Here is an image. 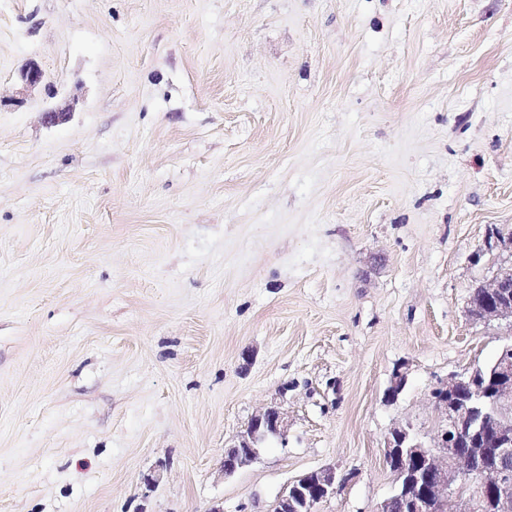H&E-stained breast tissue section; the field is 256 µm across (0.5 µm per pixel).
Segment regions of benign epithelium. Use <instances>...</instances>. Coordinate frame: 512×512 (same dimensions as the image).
Masks as SVG:
<instances>
[{
	"mask_svg": "<svg viewBox=\"0 0 512 512\" xmlns=\"http://www.w3.org/2000/svg\"><path fill=\"white\" fill-rule=\"evenodd\" d=\"M30 88L45 84L32 62L21 71ZM468 313L478 320L512 319V265L471 294ZM481 370L450 374L432 390L445 425L431 447L410 424L391 430L384 460L395 476L393 493L377 512H394L402 499L409 512H512V343L499 350L491 368L492 386L480 385ZM288 422L277 406L254 415L236 443L224 449L222 471L230 476L257 458L269 436L285 439ZM336 469L307 473L277 498L270 512H319L336 490Z\"/></svg>",
	"mask_w": 512,
	"mask_h": 512,
	"instance_id": "1",
	"label": "benign epithelium"
}]
</instances>
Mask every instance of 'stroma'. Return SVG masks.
Masks as SVG:
<instances>
[{
	"mask_svg": "<svg viewBox=\"0 0 512 512\" xmlns=\"http://www.w3.org/2000/svg\"><path fill=\"white\" fill-rule=\"evenodd\" d=\"M511 239L512 0H0V512H377ZM288 422L277 406H268L254 415L246 430L239 435L236 443L224 449L222 471L230 476L238 469L252 463L257 458V448L269 436L285 439ZM336 480L332 467L307 473L281 493L271 512H320V505L334 494Z\"/></svg>",
	"mask_w": 512,
	"mask_h": 512,
	"instance_id": "obj_1",
	"label": "stroma"
}]
</instances>
